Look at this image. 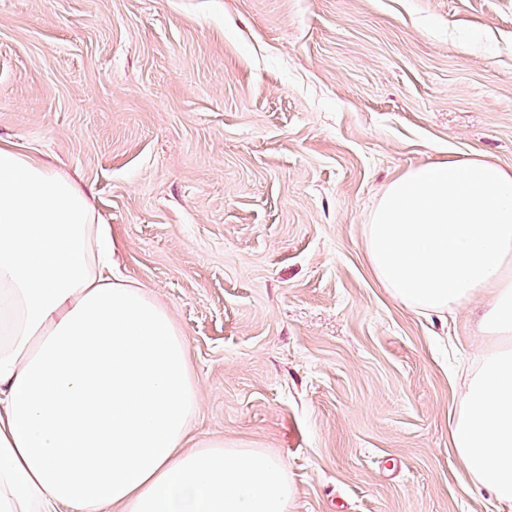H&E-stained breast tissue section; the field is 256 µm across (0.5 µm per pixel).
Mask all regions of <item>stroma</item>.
Wrapping results in <instances>:
<instances>
[{
  "instance_id": "stroma-1",
  "label": "stroma",
  "mask_w": 512,
  "mask_h": 512,
  "mask_svg": "<svg viewBox=\"0 0 512 512\" xmlns=\"http://www.w3.org/2000/svg\"><path fill=\"white\" fill-rule=\"evenodd\" d=\"M0 141L169 310L193 444L281 456L289 512H512L448 448L485 298L403 307L363 236L411 167L512 168V0H0Z\"/></svg>"
}]
</instances>
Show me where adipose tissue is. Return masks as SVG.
<instances>
[{
  "label": "adipose tissue",
  "mask_w": 512,
  "mask_h": 512,
  "mask_svg": "<svg viewBox=\"0 0 512 512\" xmlns=\"http://www.w3.org/2000/svg\"><path fill=\"white\" fill-rule=\"evenodd\" d=\"M399 304L444 314L487 296L507 339L460 388L449 445L512 506V168L474 157L394 178L364 226ZM115 243L86 190L0 144V512H288L285 463L185 441L198 396L169 311L112 275Z\"/></svg>",
  "instance_id": "ef3b65f1"
}]
</instances>
